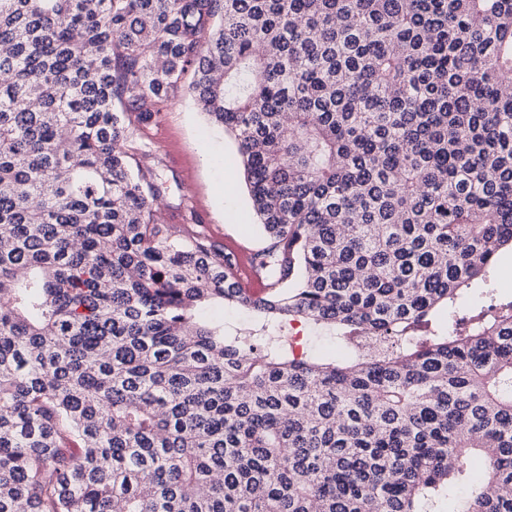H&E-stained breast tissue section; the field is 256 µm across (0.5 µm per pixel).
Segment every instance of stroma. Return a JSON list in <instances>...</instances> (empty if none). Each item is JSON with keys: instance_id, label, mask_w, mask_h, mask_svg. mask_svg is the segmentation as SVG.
I'll list each match as a JSON object with an SVG mask.
<instances>
[{"instance_id": "obj_1", "label": "stroma", "mask_w": 512, "mask_h": 512, "mask_svg": "<svg viewBox=\"0 0 512 512\" xmlns=\"http://www.w3.org/2000/svg\"><path fill=\"white\" fill-rule=\"evenodd\" d=\"M132 141L138 167L165 181L156 202L159 223L220 246L230 241L251 252L264 247L258 225L244 219L250 202L243 171L233 161V137L211 127L185 92L157 104L150 121L134 126Z\"/></svg>"}]
</instances>
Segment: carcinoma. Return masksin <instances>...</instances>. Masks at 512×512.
<instances>
[{
	"mask_svg": "<svg viewBox=\"0 0 512 512\" xmlns=\"http://www.w3.org/2000/svg\"><path fill=\"white\" fill-rule=\"evenodd\" d=\"M0 45V512H512V299L464 298L512 248V0H0ZM190 67L259 297L133 172ZM297 332H299V336H301L302 347H316L321 349L322 351L329 350L332 347V342L328 338L321 335H317L315 333H311L307 325L304 324L303 322L302 328L300 327V324L297 322L292 323L291 326L289 325V323H286L284 327V333L287 336L295 334Z\"/></svg>",
	"mask_w": 512,
	"mask_h": 512,
	"instance_id": "carcinoma-1",
	"label": "carcinoma"
}]
</instances>
